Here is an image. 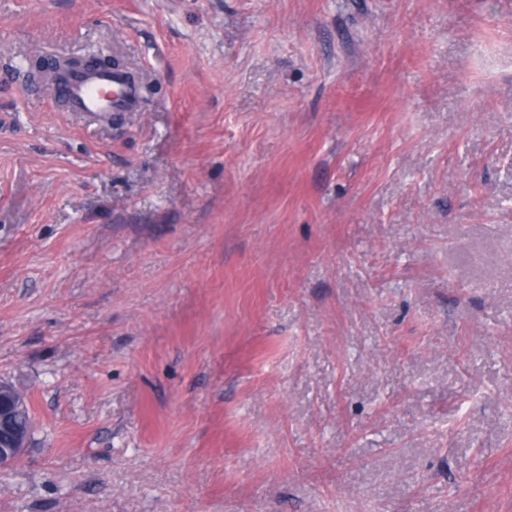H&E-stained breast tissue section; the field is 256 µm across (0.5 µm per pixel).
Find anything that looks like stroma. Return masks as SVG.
Wrapping results in <instances>:
<instances>
[{
    "label": "stroma",
    "mask_w": 512,
    "mask_h": 512,
    "mask_svg": "<svg viewBox=\"0 0 512 512\" xmlns=\"http://www.w3.org/2000/svg\"><path fill=\"white\" fill-rule=\"evenodd\" d=\"M0 379V512H512V0H0ZM109 55H94L83 59L58 60L61 65L68 62L70 68L84 66H116ZM98 67H88L56 81L49 92L56 98L65 100L70 111L90 117H102L118 111H132L140 105V87L129 81L120 72ZM12 387L13 392L10 391ZM25 396L13 385L0 382V465L8 464L20 456L26 448L29 434L16 422L17 409H23L30 405L26 398L24 400L11 398V394ZM26 397V396H25Z\"/></svg>",
    "instance_id": "35a3bbf8"
}]
</instances>
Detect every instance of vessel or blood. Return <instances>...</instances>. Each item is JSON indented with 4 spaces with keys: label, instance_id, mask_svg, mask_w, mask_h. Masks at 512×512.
<instances>
[{
    "label": "vessel or blood",
    "instance_id": "vessel-or-blood-1",
    "mask_svg": "<svg viewBox=\"0 0 512 512\" xmlns=\"http://www.w3.org/2000/svg\"><path fill=\"white\" fill-rule=\"evenodd\" d=\"M52 96L67 102L70 111L102 117L118 111H133L140 104V87L116 71L88 67L57 81Z\"/></svg>",
    "mask_w": 512,
    "mask_h": 512
}]
</instances>
